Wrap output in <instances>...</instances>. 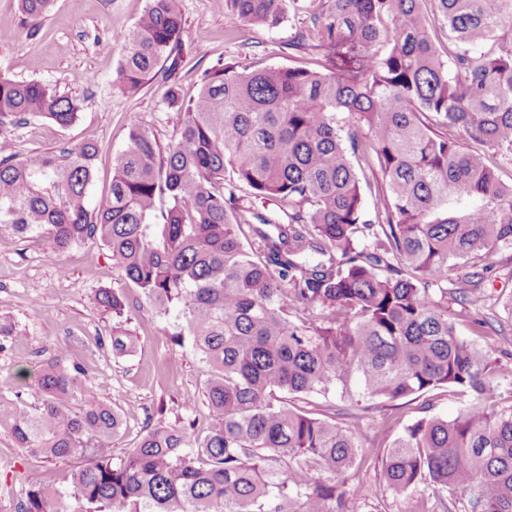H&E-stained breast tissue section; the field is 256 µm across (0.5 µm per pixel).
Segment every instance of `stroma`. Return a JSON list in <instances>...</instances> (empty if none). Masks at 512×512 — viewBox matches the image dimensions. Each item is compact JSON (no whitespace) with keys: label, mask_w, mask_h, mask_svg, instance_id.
<instances>
[{"label":"stroma","mask_w":512,"mask_h":512,"mask_svg":"<svg viewBox=\"0 0 512 512\" xmlns=\"http://www.w3.org/2000/svg\"><path fill=\"white\" fill-rule=\"evenodd\" d=\"M148 0H54L38 28L19 22V0H0V16L16 22L0 27V74L35 79L78 98V120L62 128L44 118H31L9 128L18 157L93 142L99 148L91 204L104 203L112 183L115 157L128 142L129 115L155 134L161 146L179 136L183 114L165 101L169 83L183 99L194 98L204 75L227 61L240 66L316 67L317 57L292 49L295 35L306 22L309 0H289L284 23L268 30L243 23L228 12L225 0H179L185 36L181 62L171 81L155 79L134 98L112 88L121 61L113 32L134 27ZM493 269L479 290L480 299L468 314L457 301L448 312L457 330L490 358L512 366V315L504 308L512 299V250L498 251ZM102 288L125 289L129 308L123 325L136 342L133 354L118 356L104 334L112 323L109 313L94 303ZM12 323L17 337L0 343V392L20 391L26 405L35 406L41 394L35 376L41 366L66 349L69 361L86 371V397L117 407L125 423L113 440L112 453L121 457L135 447L145 423L181 426L195 422L205 433L208 406L206 368L191 344L174 348L169 319L152 314L137 289L126 288L111 252L88 241L55 250L39 236L16 237L0 231V321ZM310 408L333 410L339 421L351 424L361 440H373L378 429L398 436L417 414L420 399L389 402L363 400L352 404L336 394L313 395ZM383 448L375 447L361 471L348 480L350 512H369L367 493L377 485ZM78 462H45L16 447L0 434V512H18L31 484L53 483L65 488Z\"/></svg>","instance_id":"obj_1"}]
</instances>
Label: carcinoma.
I'll use <instances>...</instances> for the list:
<instances>
[{
    "label": "carcinoma",
    "mask_w": 512,
    "mask_h": 512,
    "mask_svg": "<svg viewBox=\"0 0 512 512\" xmlns=\"http://www.w3.org/2000/svg\"><path fill=\"white\" fill-rule=\"evenodd\" d=\"M19 2L36 28L54 0ZM177 2L149 0L118 36L122 95L170 80L184 34ZM285 2L227 7L276 28ZM425 2L311 0L290 46L323 52L321 69L227 63L188 102L169 85L178 140L163 149L130 117L102 205L89 204L93 145L0 153V228L59 250L106 246L152 313L172 321V342L192 343L211 416L203 437L148 426L116 458L120 414L85 400L84 368L59 354L38 374L39 405L0 393V432L17 447L79 461L65 491L31 485L21 512H349L344 476L367 451L350 425L296 401L348 397L354 382L369 399L443 387L478 397L453 418L424 405L385 445L371 500L427 480L460 494L463 512H512V410L495 409L512 370L448 320V272L469 264L455 293L475 303L470 288L490 271L478 259L512 248V182L464 146L492 147L512 166V38L499 33L512 0H432L430 13ZM81 109L48 84L0 74V136L34 116L67 127ZM246 194L276 209L246 207ZM94 303L115 319L129 306L116 288ZM109 341L134 350L119 325Z\"/></svg>",
    "instance_id": "obj_1"
}]
</instances>
